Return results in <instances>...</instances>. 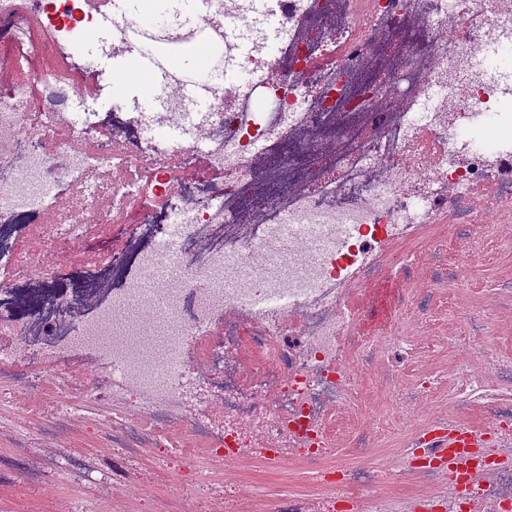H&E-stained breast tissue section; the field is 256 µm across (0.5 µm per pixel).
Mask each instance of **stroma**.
I'll list each match as a JSON object with an SVG mask.
<instances>
[{"instance_id": "obj_1", "label": "stroma", "mask_w": 512, "mask_h": 512, "mask_svg": "<svg viewBox=\"0 0 512 512\" xmlns=\"http://www.w3.org/2000/svg\"><path fill=\"white\" fill-rule=\"evenodd\" d=\"M109 226L84 224L77 242L59 240L52 228H43L24 237L19 246L23 265L40 264L66 278L72 271H91L95 262L120 248ZM484 261L474 276L455 288L435 286L426 272L408 281L392 279L372 286L362 302L368 314L387 318L393 310V296L406 291L413 299L431 298L429 312L420 325L422 356L408 359L405 354H391L393 365L403 367L408 385H415L424 374L434 373L447 364L432 341L447 336L451 318L463 314L474 320L492 319L498 325L496 345L512 349V311L498 312L491 302L496 288L512 281V223L498 227L495 237L485 240ZM456 230L448 223L419 226L411 242H395L391 255L411 254L415 258L436 255L440 265L449 264L461 251ZM452 395L447 386H439L404 415L397 433L377 434L374 445L394 447L405 435L417 431L436 411L451 408ZM138 470L141 480L134 486L113 481L114 468ZM193 472L178 474L175 467L159 461L146 449L127 452L122 448H104L94 433L73 428L65 441L45 439L38 448L0 446V512H82L86 502H95L101 512H181L176 497L180 479H193Z\"/></svg>"}]
</instances>
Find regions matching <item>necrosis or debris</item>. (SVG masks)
Here are the masks:
<instances>
[{
    "mask_svg": "<svg viewBox=\"0 0 512 512\" xmlns=\"http://www.w3.org/2000/svg\"><path fill=\"white\" fill-rule=\"evenodd\" d=\"M98 9L97 0H0V270H20L19 240L56 225L48 199L72 182L81 211L124 240L92 275L63 283L34 265L23 285L0 289V406L28 409L36 389H52L27 446L92 409L108 426L103 443L117 448L147 444L172 459L174 440L200 442L225 512H337L353 485L380 481L336 461L366 454L372 436L359 366L418 346L423 315L401 297L370 326L350 306L354 282L393 272L364 239L401 240L447 218L467 263L435 278L453 286L491 233L486 212L512 220V174L501 173L512 88L474 65L490 45L498 63L512 62V0H207L188 26L162 9L117 15V27L142 34L120 42L127 55L184 56L208 41L192 76L210 103L191 123L178 75L160 108L136 96L130 112L73 110L94 82L125 95L82 52ZM24 58L39 68L20 72ZM230 70L245 82L224 85ZM54 128L79 147L49 141ZM97 169L126 173L111 205L80 184ZM486 334L475 322L435 345L474 352L453 369L450 419L477 406L485 429L500 431L512 421V350L485 344ZM193 341L203 353L190 361ZM395 458L420 480L395 512H421L443 466L410 442ZM473 464L494 476L442 496V512H504L512 502V457L480 448ZM251 466L303 474L309 491L275 505L260 491L243 495Z\"/></svg>",
    "mask_w": 512,
    "mask_h": 512,
    "instance_id": "1",
    "label": "necrosis or debris"
}]
</instances>
